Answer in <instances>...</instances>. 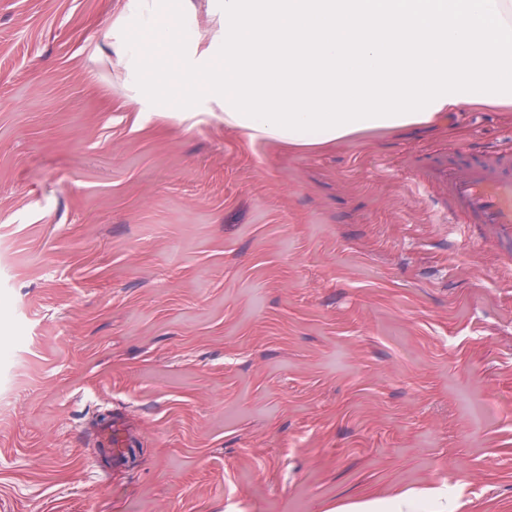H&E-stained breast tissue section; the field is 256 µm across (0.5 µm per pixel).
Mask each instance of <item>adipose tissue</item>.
Instances as JSON below:
<instances>
[{"label": "adipose tissue", "instance_id": "1", "mask_svg": "<svg viewBox=\"0 0 512 512\" xmlns=\"http://www.w3.org/2000/svg\"><path fill=\"white\" fill-rule=\"evenodd\" d=\"M208 2L210 38L190 0H125L112 45L136 100L203 97L249 142L301 149L512 107V0Z\"/></svg>", "mask_w": 512, "mask_h": 512}]
</instances>
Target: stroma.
<instances>
[{"instance_id":"obj_1","label":"stroma","mask_w":512,"mask_h":512,"mask_svg":"<svg viewBox=\"0 0 512 512\" xmlns=\"http://www.w3.org/2000/svg\"><path fill=\"white\" fill-rule=\"evenodd\" d=\"M124 2L0 0V512H512V247L426 179L512 119L252 145L130 100Z\"/></svg>"}]
</instances>
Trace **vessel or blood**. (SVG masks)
Instances as JSON below:
<instances>
[{
	"mask_svg": "<svg viewBox=\"0 0 512 512\" xmlns=\"http://www.w3.org/2000/svg\"><path fill=\"white\" fill-rule=\"evenodd\" d=\"M448 191V214L484 224L498 240L512 242V148L466 158L450 154L426 174Z\"/></svg>",
	"mask_w": 512,
	"mask_h": 512,
	"instance_id": "obj_1",
	"label": "vessel or blood"
}]
</instances>
